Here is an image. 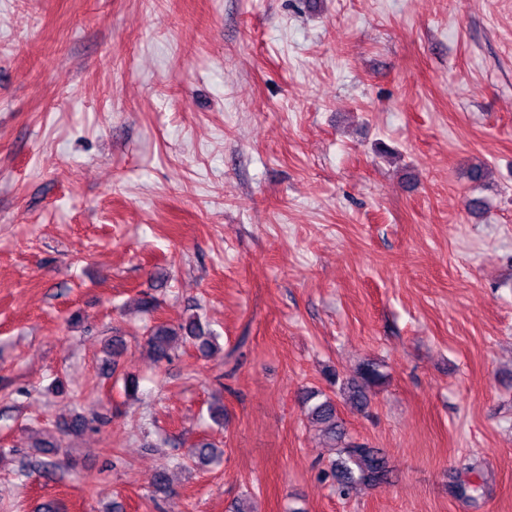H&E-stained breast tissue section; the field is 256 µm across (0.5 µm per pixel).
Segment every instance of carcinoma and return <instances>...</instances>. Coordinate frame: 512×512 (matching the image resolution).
<instances>
[{
    "label": "carcinoma",
    "mask_w": 512,
    "mask_h": 512,
    "mask_svg": "<svg viewBox=\"0 0 512 512\" xmlns=\"http://www.w3.org/2000/svg\"><path fill=\"white\" fill-rule=\"evenodd\" d=\"M193 341L200 355H207L216 344L217 337L204 330L199 317L189 316L176 328L157 324L149 328L144 349L156 363L171 358L178 339ZM386 375L380 364L366 361L359 365L357 378L340 385L345 404L359 411L364 410L377 391L385 384ZM303 404L311 421L318 425L325 446L336 450V458L330 464L336 494L347 498L360 487L381 485L389 479L385 456L376 448L354 440L348 435L343 419L339 416L335 401L327 394L310 390L303 396ZM42 458L22 466L21 472L36 470L50 474L62 467L59 458L61 443L51 438L37 444ZM216 455V449L208 442H199L191 448L186 461L195 466H206Z\"/></svg>",
    "instance_id": "obj_1"
}]
</instances>
